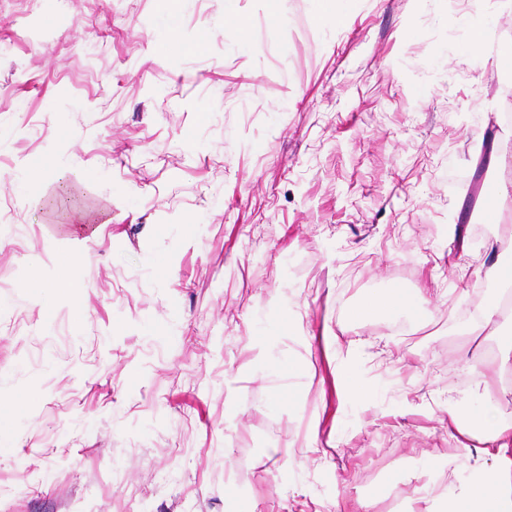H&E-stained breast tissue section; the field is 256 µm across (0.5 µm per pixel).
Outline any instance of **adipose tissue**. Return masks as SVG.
Returning <instances> with one entry per match:
<instances>
[{
	"mask_svg": "<svg viewBox=\"0 0 512 512\" xmlns=\"http://www.w3.org/2000/svg\"><path fill=\"white\" fill-rule=\"evenodd\" d=\"M461 430L496 445L493 469L448 488L434 512H512V424L503 423L491 406L479 404L469 410Z\"/></svg>",
	"mask_w": 512,
	"mask_h": 512,
	"instance_id": "obj_1",
	"label": "adipose tissue"
}]
</instances>
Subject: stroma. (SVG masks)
<instances>
[{
	"instance_id": "stroma-1",
	"label": "stroma",
	"mask_w": 512,
	"mask_h": 512,
	"mask_svg": "<svg viewBox=\"0 0 512 512\" xmlns=\"http://www.w3.org/2000/svg\"><path fill=\"white\" fill-rule=\"evenodd\" d=\"M169 7L0 0V512H426L512 422V0Z\"/></svg>"
}]
</instances>
